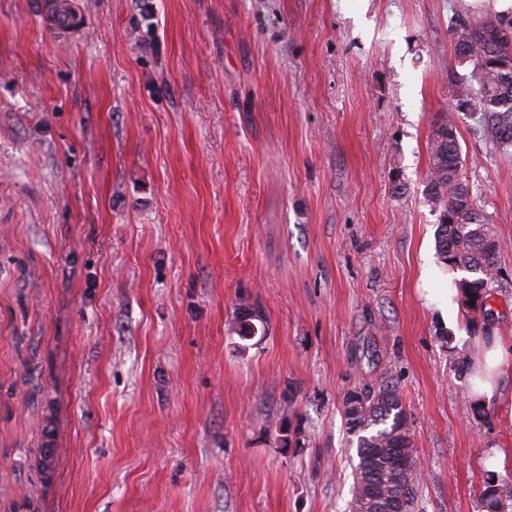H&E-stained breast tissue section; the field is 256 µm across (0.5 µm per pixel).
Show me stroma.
Instances as JSON below:
<instances>
[{
    "instance_id": "obj_1",
    "label": "stroma",
    "mask_w": 512,
    "mask_h": 512,
    "mask_svg": "<svg viewBox=\"0 0 512 512\" xmlns=\"http://www.w3.org/2000/svg\"><path fill=\"white\" fill-rule=\"evenodd\" d=\"M58 2L0 0V512H349L343 398L386 383L412 512H484L512 420L422 267L451 32L495 0ZM455 120L508 336L512 154Z\"/></svg>"
}]
</instances>
